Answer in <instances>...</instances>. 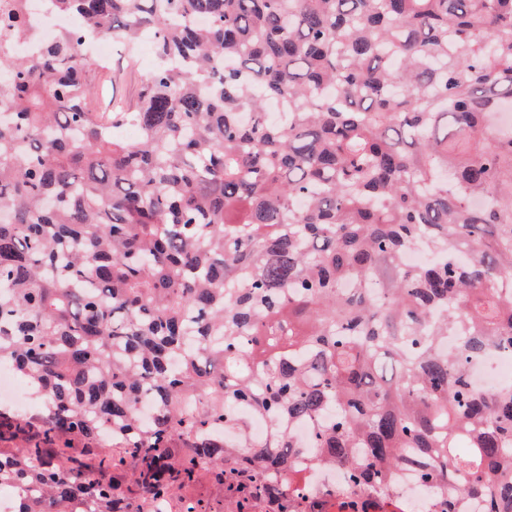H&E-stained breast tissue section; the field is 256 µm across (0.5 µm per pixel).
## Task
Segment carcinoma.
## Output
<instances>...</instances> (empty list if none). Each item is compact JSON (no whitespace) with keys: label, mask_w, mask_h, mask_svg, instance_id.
<instances>
[{"label":"carcinoma","mask_w":512,"mask_h":512,"mask_svg":"<svg viewBox=\"0 0 512 512\" xmlns=\"http://www.w3.org/2000/svg\"><path fill=\"white\" fill-rule=\"evenodd\" d=\"M50 2L51 39L0 9V363L41 403L0 407L15 512H224L207 465L232 512H410L401 470L426 512H512V384L469 374L512 353V0ZM99 34L158 59L110 121ZM301 421L343 484L294 482ZM512 356L489 350L484 358L471 364L470 375L479 388L511 383Z\"/></svg>","instance_id":"carcinoma-1"}]
</instances>
